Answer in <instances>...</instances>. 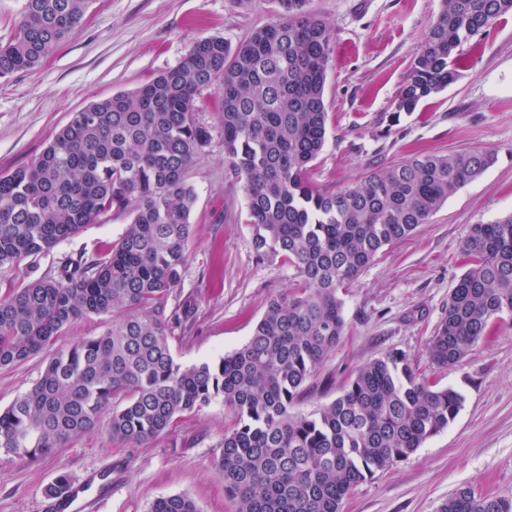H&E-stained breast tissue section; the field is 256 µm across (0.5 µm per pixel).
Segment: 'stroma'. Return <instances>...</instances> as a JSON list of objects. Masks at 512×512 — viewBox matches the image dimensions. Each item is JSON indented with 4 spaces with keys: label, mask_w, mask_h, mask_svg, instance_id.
<instances>
[{
    "label": "stroma",
    "mask_w": 512,
    "mask_h": 512,
    "mask_svg": "<svg viewBox=\"0 0 512 512\" xmlns=\"http://www.w3.org/2000/svg\"><path fill=\"white\" fill-rule=\"evenodd\" d=\"M333 36L324 89L326 145L309 173L323 192L361 184L369 172L416 152L446 155L484 148L497 159L408 238L385 246L341 294L346 334L307 382L297 411L331 402L364 363L406 354L418 373L464 398L447 429L390 470L358 485L343 512H438L457 489L512 497V314H502L458 362L435 368L427 350L463 273L459 246L474 224L512 214V12L462 49L459 76L414 112L395 105L442 0H308ZM277 0H90L82 26L42 66L0 79V172L27 165L74 112L131 92L174 67L197 38L237 44L278 17ZM212 139L190 172L196 193L189 260L166 303L189 307L169 344L183 365L211 362L243 346L271 298L297 277L280 260L258 259L244 183L224 157L221 101L201 95ZM130 218L112 214L38 261L54 273L67 254L97 253ZM50 358L0 369V409L38 381ZM110 412L91 431L35 461L0 449V512H46V487L61 474L79 480L112 468V492L94 512H148L157 498L184 494L201 512H235L215 460L232 417L215 401L169 435L130 448L113 441Z\"/></svg>",
    "instance_id": "35a3bbf8"
}]
</instances>
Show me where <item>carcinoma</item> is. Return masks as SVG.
<instances>
[{
	"mask_svg": "<svg viewBox=\"0 0 512 512\" xmlns=\"http://www.w3.org/2000/svg\"><path fill=\"white\" fill-rule=\"evenodd\" d=\"M282 15L236 47L197 40L179 64L132 91L73 113L27 166L0 174V271L25 269L0 297V368L49 348L74 323L112 315L100 335L54 352L34 387L0 411V448L33 460L92 430L112 408V439L139 447L217 400L234 418L216 470L237 512H340L358 485L407 460L448 428L463 397L413 369L403 353L362 365L317 412L294 411L305 384L341 341L339 291L387 245L409 237L496 161L492 148L414 153L334 193L309 171L326 142L333 40L306 9ZM88 0H25L0 44V78L38 67L79 27ZM512 0H443L411 66L396 112L457 80L464 44ZM222 101L224 157L245 182L252 244L295 268L297 287L272 298L241 348L183 366L168 341L167 299L188 259L196 195L189 171L212 138L197 119L203 90ZM113 212L130 217L103 253L65 255L52 275L38 257ZM465 271L431 339L444 368L512 313V215L473 224L459 246ZM150 512H199L184 495ZM439 512H512V498L465 487Z\"/></svg>",
	"mask_w": 512,
	"mask_h": 512,
	"instance_id": "obj_1",
	"label": "carcinoma"
}]
</instances>
